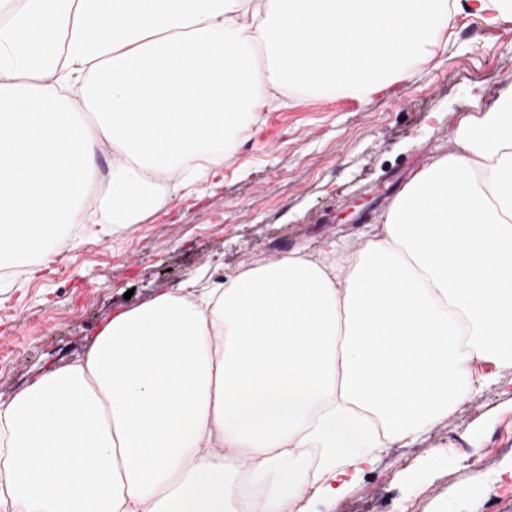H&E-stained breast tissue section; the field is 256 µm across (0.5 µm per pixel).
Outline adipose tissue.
<instances>
[{"mask_svg":"<svg viewBox=\"0 0 512 512\" xmlns=\"http://www.w3.org/2000/svg\"><path fill=\"white\" fill-rule=\"evenodd\" d=\"M459 12L512 0H0V247L140 223L278 93L372 98ZM380 224L117 313L0 400V512H309L447 420L512 368V80Z\"/></svg>","mask_w":512,"mask_h":512,"instance_id":"obj_1","label":"adipose tissue"}]
</instances>
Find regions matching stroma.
<instances>
[{"mask_svg": "<svg viewBox=\"0 0 512 512\" xmlns=\"http://www.w3.org/2000/svg\"><path fill=\"white\" fill-rule=\"evenodd\" d=\"M446 50L411 64L410 81L369 100L296 88L262 113L193 192L127 231L86 225L34 279L0 276V397L81 357L109 315L183 287L328 240L353 251L393 196L460 120L482 112L512 77V23L458 14ZM415 443L392 444L335 508L312 512H512V369Z\"/></svg>", "mask_w": 512, "mask_h": 512, "instance_id": "stroma-1", "label": "stroma"}]
</instances>
